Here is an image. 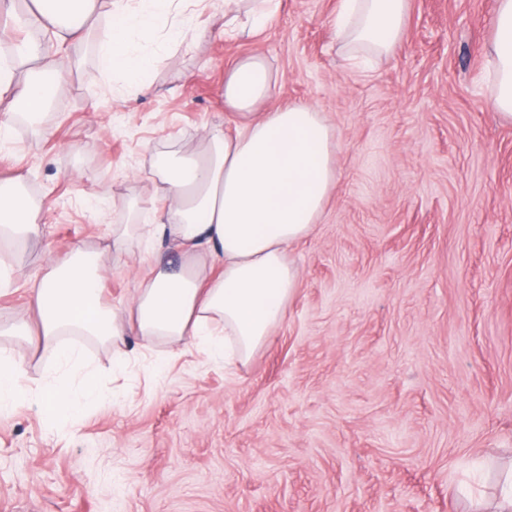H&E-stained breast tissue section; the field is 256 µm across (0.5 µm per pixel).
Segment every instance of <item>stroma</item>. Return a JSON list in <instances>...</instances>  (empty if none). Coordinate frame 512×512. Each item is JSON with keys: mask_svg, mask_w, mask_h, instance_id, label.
<instances>
[{"mask_svg": "<svg viewBox=\"0 0 512 512\" xmlns=\"http://www.w3.org/2000/svg\"><path fill=\"white\" fill-rule=\"evenodd\" d=\"M498 0H409L402 45L354 68L333 27L339 0H280L252 37L224 33L222 0H172L143 52L144 83L77 69L48 136L0 141V180L48 208L43 235L1 267L0 326L29 312L26 282L77 245L101 254L105 298L125 304L165 245L102 254L153 191L156 157L203 147L223 125L224 75L261 55L270 107L313 105L334 135L338 186L293 246L300 284L244 366L201 354L146 375L142 340L79 337L111 397L46 422L44 344L24 355L30 395L0 413V512H471L512 462V121L491 103ZM188 28L184 43L168 27Z\"/></svg>", "mask_w": 512, "mask_h": 512, "instance_id": "1", "label": "stroma"}]
</instances>
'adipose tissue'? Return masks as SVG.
<instances>
[{
    "label": "adipose tissue",
    "mask_w": 512,
    "mask_h": 512,
    "mask_svg": "<svg viewBox=\"0 0 512 512\" xmlns=\"http://www.w3.org/2000/svg\"><path fill=\"white\" fill-rule=\"evenodd\" d=\"M342 2L333 24L349 50L364 45L384 55L400 43L408 0ZM169 4L137 0L130 11L123 0H53L21 13L15 0H0V16H9L17 29L39 31V38L22 42L20 57L50 60L53 79L75 64L67 45L93 38L100 65L135 83L155 59L134 44L154 40ZM104 9L112 23L98 32L94 20ZM278 9L279 0H251L246 7L241 0H224V30L252 35ZM494 29L493 102L512 120V0H498ZM15 70V63L0 62V111L46 112L49 95L38 73L20 85ZM275 87L262 56L239 58L224 76L232 126L207 130L196 155L157 159L152 181L166 204L154 212L152 233L180 255L178 267L149 264L118 309L104 301L100 265L88 261L85 248L31 280L36 319L13 324L11 330L39 337L54 351L60 376L49 382L41 405L46 420L77 414L84 403L104 395L99 372L66 343L67 335L114 344L130 336L159 339L187 353L201 347L210 357L230 356L245 364L283 320L300 280L288 250L317 224L338 176L333 132L311 104L259 111ZM42 209V203L20 193L17 183H1L0 239L14 244L40 237ZM28 394L22 355L1 354L0 411H9Z\"/></svg>",
    "instance_id": "adipose-tissue-1"
}]
</instances>
